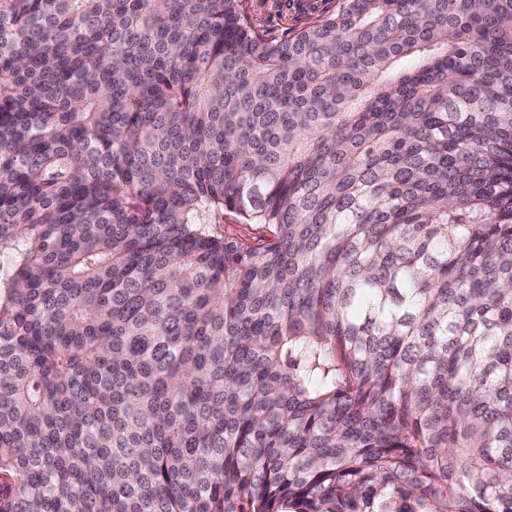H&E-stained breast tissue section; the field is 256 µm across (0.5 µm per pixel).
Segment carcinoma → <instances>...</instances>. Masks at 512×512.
Wrapping results in <instances>:
<instances>
[{"label":"carcinoma","mask_w":512,"mask_h":512,"mask_svg":"<svg viewBox=\"0 0 512 512\" xmlns=\"http://www.w3.org/2000/svg\"><path fill=\"white\" fill-rule=\"evenodd\" d=\"M2 258L0 512H512V0H0ZM240 7L259 19L272 38L283 39L291 37L317 16L335 15L342 7V0H240Z\"/></svg>","instance_id":"carcinoma-1"}]
</instances>
